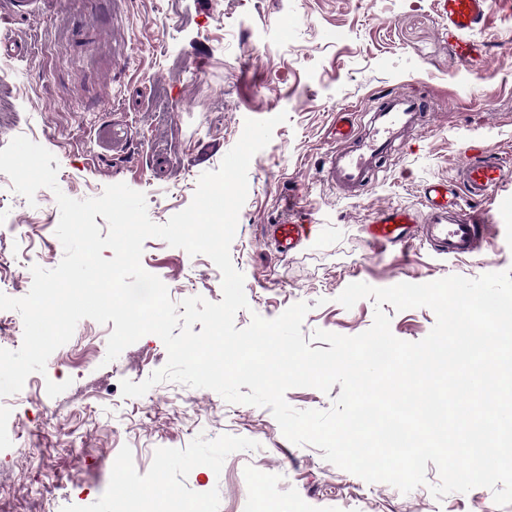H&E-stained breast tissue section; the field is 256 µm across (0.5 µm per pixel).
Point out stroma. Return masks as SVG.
Here are the masks:
<instances>
[{"mask_svg":"<svg viewBox=\"0 0 512 512\" xmlns=\"http://www.w3.org/2000/svg\"><path fill=\"white\" fill-rule=\"evenodd\" d=\"M41 21L0 0V149L17 136L57 159V190L34 201L0 186V226L19 224L22 244H0V293L28 294L32 266L53 269L64 250L55 235L56 192L99 197L123 182L146 197L150 219L187 208L200 176L217 170L246 119L286 113L248 170V195L230 246L253 316L278 317L305 302L303 335L354 336L374 322L372 300L352 308L338 295L353 282L377 288L476 278L512 269V181L487 203V238L468 257L415 244L372 246L369 214L386 206L421 209L422 185L454 180L467 145L485 142L512 157V0H491L472 37L486 52L473 68L456 60L436 0H34ZM382 92L419 94L421 129L383 158L360 196L345 198L323 179L337 112L371 109ZM311 237L285 254L264 227L288 217ZM143 268L173 302L222 299V275L206 255L147 239ZM397 338L417 342L436 323L427 307L384 305ZM112 325L85 318L69 342L28 376L23 399L0 406V512H29L44 484L72 490L54 512H136L146 498L176 512H246L251 472L263 477L270 512H512L490 489L434 497L369 483L283 435L269 408L225 401L174 382L126 397L122 381L147 379L167 361L153 334L106 361Z\"/></svg>","mask_w":512,"mask_h":512,"instance_id":"obj_1","label":"stroma"}]
</instances>
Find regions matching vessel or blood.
<instances>
[{"instance_id":"obj_1","label":"vessel or blood","mask_w":512,"mask_h":512,"mask_svg":"<svg viewBox=\"0 0 512 512\" xmlns=\"http://www.w3.org/2000/svg\"><path fill=\"white\" fill-rule=\"evenodd\" d=\"M439 14L448 30V43L461 65L481 59L484 47L470 33L486 17L490 0H437ZM424 119V101L409 94L386 93L370 113L365 128H357L353 115H336V145L324 155L322 170L329 186L353 196L366 185L379 159L406 129ZM512 178V161L479 142L471 143L459 165L458 183L439 179L423 188L424 209L384 207L375 211L365 226L368 240L408 248L421 240L438 253L453 257L473 254L484 240L487 216L482 205L495 188ZM269 240L292 250L307 237V227L287 220L267 227Z\"/></svg>"}]
</instances>
